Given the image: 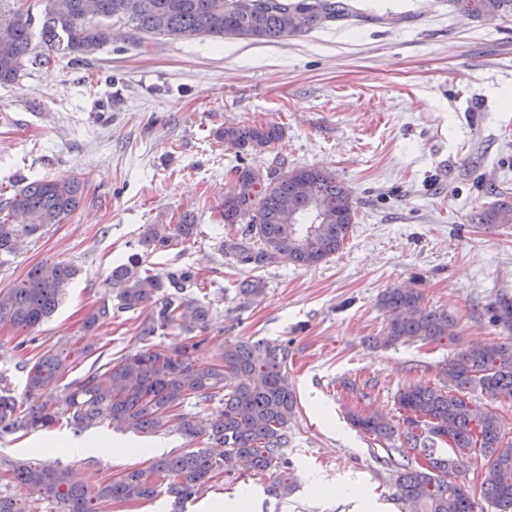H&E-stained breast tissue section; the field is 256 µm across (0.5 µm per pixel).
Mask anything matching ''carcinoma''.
I'll use <instances>...</instances> for the list:
<instances>
[{
    "label": "carcinoma",
    "instance_id": "obj_1",
    "mask_svg": "<svg viewBox=\"0 0 512 512\" xmlns=\"http://www.w3.org/2000/svg\"><path fill=\"white\" fill-rule=\"evenodd\" d=\"M36 0L38 14L21 9L20 0H0V84L18 80L30 66H41L57 53L75 57L96 53L112 41V22L137 35L171 40L199 34L212 38L284 41L303 31L351 15L348 0H261L254 13L247 0ZM469 15L512 11V0H450ZM284 134L281 126L237 124L220 137L238 152H261ZM240 189L224 195V223L240 225L222 244L224 254L243 265H264L282 259L315 267L336 254L354 224L356 207L350 190L323 168L263 172L242 163L232 169ZM80 178L35 179L8 202L9 218L0 220V257L19 243L61 224L81 205ZM475 224H512V200L499 198L471 216ZM197 225L188 215L176 224H150L139 239L142 252L152 254L175 239L189 240ZM136 259L112 268L109 284L116 288L115 310L144 306L151 314L138 327L144 347L121 354L85 378L57 393L69 368L68 359L48 349L30 365L26 376L27 405L0 395V434L43 430L61 416L77 432L103 423L114 431L154 434L176 428L193 443L207 438L224 448H188L177 455L152 457L92 487L52 463L27 465L0 459V470L21 492L0 494V512H27L26 500L50 501L57 512H107L117 502L151 500L160 493L158 479H168L166 493L183 503L201 497L209 484L245 464L257 474L274 476L270 493L283 497L294 490L286 454L288 429L298 402L288 379L290 342L224 343L217 363L194 361L204 341L174 349L154 344L158 331L206 329L210 307L185 294L195 271L185 267L165 273L141 269ZM78 269L64 262L31 266L13 287L0 290V326L28 331L55 311ZM379 309L384 314L380 336L385 346L409 341L456 343L459 320L448 309L424 303L420 289L387 288ZM112 318L103 305L84 326L91 331ZM493 324L512 330V299L501 297L492 309ZM448 388L408 385L396 395L399 421L380 412H353L354 427L389 444L387 464L394 468L398 498L409 512H475L476 495L496 512H512V429L490 409L476 411L470 395L478 392L496 401H512V338L469 343L443 368ZM221 403L211 417L180 414L189 399ZM452 455L441 457L438 449ZM483 458L480 491L453 478Z\"/></svg>",
    "mask_w": 512,
    "mask_h": 512
}]
</instances>
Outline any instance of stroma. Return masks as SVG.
Returning <instances> with one entry per match:
<instances>
[{"label": "stroma", "instance_id": "obj_1", "mask_svg": "<svg viewBox=\"0 0 512 512\" xmlns=\"http://www.w3.org/2000/svg\"><path fill=\"white\" fill-rule=\"evenodd\" d=\"M354 18L330 22L284 42L172 41L134 37L120 25L94 56L59 57L0 85V204L37 179L73 175L84 202L68 220L21 243L0 263V289L34 264L63 261L79 273L33 331L0 326V376L23 399L24 365L45 349L73 355L63 382L81 379L111 357L137 351L148 308L113 314L85 333L83 322L110 302L113 267L139 251L148 224L195 217L196 235L144 258L156 273L189 267L188 293L209 305L206 353L228 340H291L288 377L299 412L288 459L297 487L269 495L271 479L238 468L214 481L184 512L251 491L246 512H351L334 494H313L312 474L361 489L369 507L408 512L398 500L386 447L355 429L348 414L396 415L395 393L437 387L456 352L450 344L373 345L378 308L389 287L410 284L426 303L460 319L461 344L504 332L490 306L512 295V227L488 228L470 215L512 193V13L470 17L448 0H352ZM276 123L283 138L239 157L218 136L235 123ZM267 170L320 167L351 191L356 219L342 249L311 268L279 260L263 266L225 258L230 232L219 216L239 161ZM261 279L245 300L238 285ZM459 343V344H460ZM65 424L0 436V457L43 462L45 442L71 436ZM104 449L57 451L56 463L87 484L145 461V448L181 453L186 438L99 427Z\"/></svg>", "mask_w": 512, "mask_h": 512}]
</instances>
